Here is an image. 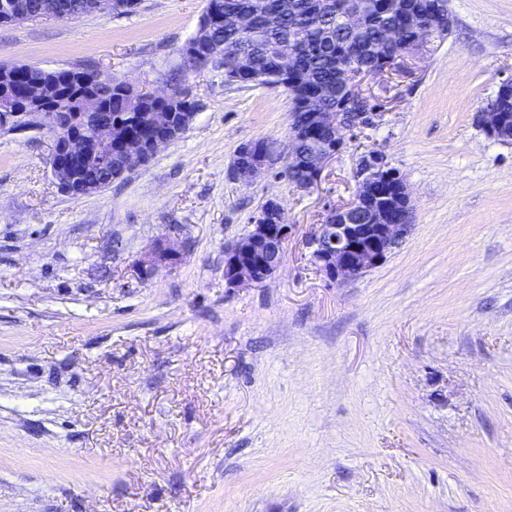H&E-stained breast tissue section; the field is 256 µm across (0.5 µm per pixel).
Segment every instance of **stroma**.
<instances>
[{
  "mask_svg": "<svg viewBox=\"0 0 512 512\" xmlns=\"http://www.w3.org/2000/svg\"><path fill=\"white\" fill-rule=\"evenodd\" d=\"M207 0L0 24V63L172 90ZM448 40L371 80L385 116L318 187L242 143L289 139L280 87L191 75L189 130L107 189L56 186L46 132H0V512H512V147L476 112L512 77V0H448ZM411 193L386 261L333 282L306 238L362 146ZM270 199L294 233L260 285L224 250ZM174 241L176 264L142 273ZM262 143L263 140L248 141L239 147L231 164V174L234 178L250 179L271 165L274 155L268 152Z\"/></svg>",
  "mask_w": 512,
  "mask_h": 512,
  "instance_id": "35a3bbf8",
  "label": "stroma"
}]
</instances>
